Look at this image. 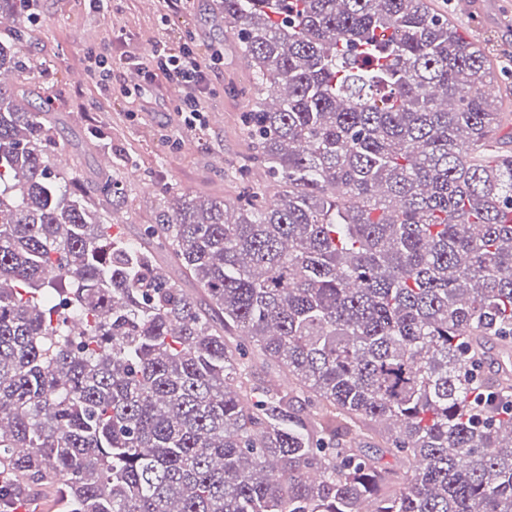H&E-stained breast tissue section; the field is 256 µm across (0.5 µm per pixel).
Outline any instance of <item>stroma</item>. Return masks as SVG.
I'll return each instance as SVG.
<instances>
[{"instance_id": "1", "label": "stroma", "mask_w": 512, "mask_h": 512, "mask_svg": "<svg viewBox=\"0 0 512 512\" xmlns=\"http://www.w3.org/2000/svg\"><path fill=\"white\" fill-rule=\"evenodd\" d=\"M111 0L95 10L89 0H34L18 26L24 33L27 61L42 69L51 86L48 108L55 119L58 149L87 183L115 178L125 202L115 234L135 240L155 223L169 194L220 196L233 203L249 187L267 193L280 187L256 160V148L244 117L255 99L250 69L239 42L217 11L215 0H194L191 12L167 7L165 0ZM463 14L457 0H433L436 12L450 16L461 32L487 47L492 61L512 58V0H474ZM191 35L204 58L223 52L224 64L210 94L209 121L199 133L188 132L174 110L175 97L144 85L126 97L128 60L148 63L155 40L177 42ZM108 46L112 54V88L103 90L82 65L92 47Z\"/></svg>"}]
</instances>
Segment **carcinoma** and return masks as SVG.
<instances>
[{
  "instance_id": "obj_1",
  "label": "carcinoma",
  "mask_w": 512,
  "mask_h": 512,
  "mask_svg": "<svg viewBox=\"0 0 512 512\" xmlns=\"http://www.w3.org/2000/svg\"><path fill=\"white\" fill-rule=\"evenodd\" d=\"M216 2L281 192L175 193L142 243L55 166L0 41V512L53 484L59 512H512V391L476 352L512 342L500 73L429 0Z\"/></svg>"
}]
</instances>
